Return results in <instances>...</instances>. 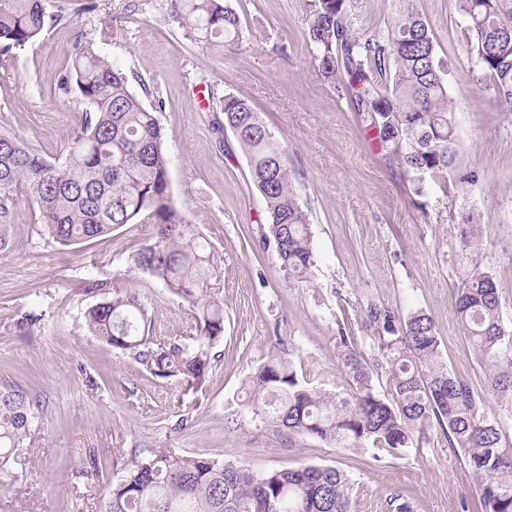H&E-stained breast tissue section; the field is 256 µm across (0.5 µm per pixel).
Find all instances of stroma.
I'll use <instances>...</instances> for the list:
<instances>
[{
    "label": "stroma",
    "mask_w": 512,
    "mask_h": 512,
    "mask_svg": "<svg viewBox=\"0 0 512 512\" xmlns=\"http://www.w3.org/2000/svg\"><path fill=\"white\" fill-rule=\"evenodd\" d=\"M228 4L245 37L217 56L169 20V0H97L95 11L68 12L32 45L0 55V128L47 157L64 152L82 120L76 94L59 88L74 43L92 40L122 67L158 112L174 202L215 247L224 302L220 359L202 387L153 376L100 343L83 319L102 299L87 288L92 276L137 289L155 339L193 334L188 305L134 266L153 225L128 224L109 238L61 247L43 235L29 197L14 195L0 249V387L30 392L42 411L17 477L0 487V512H103L123 462L159 448L258 473L333 465L352 482L351 512H385L396 490L413 512H463L477 500L475 477L438 426L397 457L304 436L289 441L247 414V379L281 335L299 346L310 382L345 393L350 381L337 362L336 336L346 324L375 366L376 390L389 393V370L364 327L367 311L420 310L435 323L449 371L501 418L512 444V413L491 396L487 367L455 310L467 268L458 220L471 211L480 218L478 260L497 281L503 320L512 325V111L497 107L473 75L456 0H419L448 61L459 147L447 192L416 195L350 99L320 76L305 35L307 0ZM227 94L250 100L286 149L309 210L311 281L288 279L273 244L261 241L265 204L247 160L232 134L220 139L213 131L212 101ZM30 312L42 319L26 331L19 322Z\"/></svg>",
    "instance_id": "obj_1"
}]
</instances>
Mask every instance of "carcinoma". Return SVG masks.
I'll return each instance as SVG.
<instances>
[{
  "instance_id": "cac0c4a2",
  "label": "carcinoma",
  "mask_w": 512,
  "mask_h": 512,
  "mask_svg": "<svg viewBox=\"0 0 512 512\" xmlns=\"http://www.w3.org/2000/svg\"><path fill=\"white\" fill-rule=\"evenodd\" d=\"M308 7L306 36L320 75L342 84L365 128L378 131L416 194L434 187L448 193L459 147L448 64L416 0H393L386 26L363 35L353 30L350 0H310ZM457 7L469 33L472 72L511 110L512 0H457ZM59 18L47 12L45 0H0V52L34 43ZM170 18L214 55L243 39L240 16L224 0H170ZM60 89L83 104L82 121L60 156L49 160L0 131V228L19 191L32 199L44 233L62 247L107 237L126 224L156 225L154 238L135 255L136 268L192 307L196 335L188 342L154 339L140 296L96 280L89 288L104 298L86 310L85 324L103 345L127 353L153 376L198 386L224 335V307L213 282L217 259L174 203L157 110L88 40L75 43ZM214 108L224 115L217 132L234 136L265 203V240L274 244L288 277L309 280L316 266L313 236L285 148L248 99L228 94ZM458 229L461 250L477 254L475 216L461 215ZM455 306L487 363L489 392L512 411V331L502 320L498 283L476 261ZM368 320L384 332L377 348L390 366L391 394L376 391L358 337L343 327L337 359L350 380L346 395L306 380L294 359L297 344L277 336L271 354L248 378V411L288 439L303 435L391 456L413 445L434 421L477 478L476 512H512V448L502 441L501 422L482 411L480 397L440 360L433 320L421 311L403 315L377 305L369 308ZM38 413L37 400L26 391L0 389L1 485ZM350 494L349 478L331 465L256 473L202 455L159 451L125 463L104 512H350ZM386 509L412 512L402 491L386 499Z\"/></svg>"
}]
</instances>
